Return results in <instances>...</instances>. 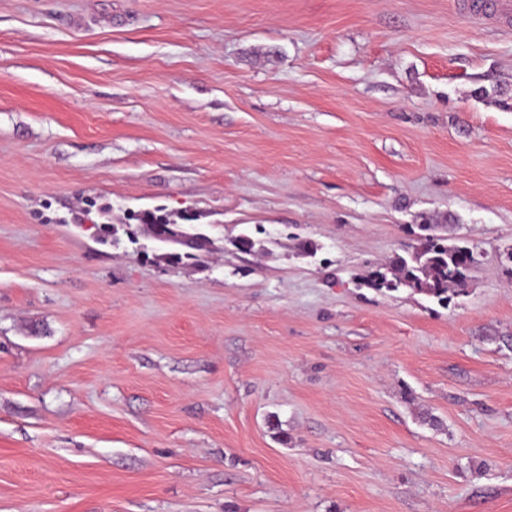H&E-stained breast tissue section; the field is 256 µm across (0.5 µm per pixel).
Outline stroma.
<instances>
[{
  "label": "stroma",
  "mask_w": 512,
  "mask_h": 512,
  "mask_svg": "<svg viewBox=\"0 0 512 512\" xmlns=\"http://www.w3.org/2000/svg\"><path fill=\"white\" fill-rule=\"evenodd\" d=\"M425 222L446 306L366 283ZM0 512H512V19L0 0ZM134 217L141 223L140 226L142 227L147 224H160L164 226V229L166 230L165 232H161L158 227L154 226H152L150 229L153 239L158 243L164 245L181 244L183 241L182 237L167 232V229L170 227L182 232L186 238L190 240L185 247L187 251L182 253L172 252L168 254L172 261H174L175 257H177L179 254L181 256V262L184 259L200 261L204 255L211 253L214 249L213 240L207 234L203 233L197 226V229L193 228L192 226L195 224H191L189 225L190 228H186L184 227V224H175L172 222L167 215L150 214L147 216L134 215Z\"/></svg>",
  "instance_id": "35a3bbf8"
}]
</instances>
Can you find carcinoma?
Listing matches in <instances>:
<instances>
[{
  "instance_id": "carcinoma-1",
  "label": "carcinoma",
  "mask_w": 512,
  "mask_h": 512,
  "mask_svg": "<svg viewBox=\"0 0 512 512\" xmlns=\"http://www.w3.org/2000/svg\"><path fill=\"white\" fill-rule=\"evenodd\" d=\"M141 225L160 224L182 232L188 239L181 259L199 261L213 250V240L199 228L189 229L172 222L166 215L135 216ZM416 245L409 258H398L391 266H380L368 279L373 288L412 291L437 299L446 304L463 293L469 272L478 263V252L473 247L448 244V237L436 232L429 224L419 225Z\"/></svg>"
}]
</instances>
